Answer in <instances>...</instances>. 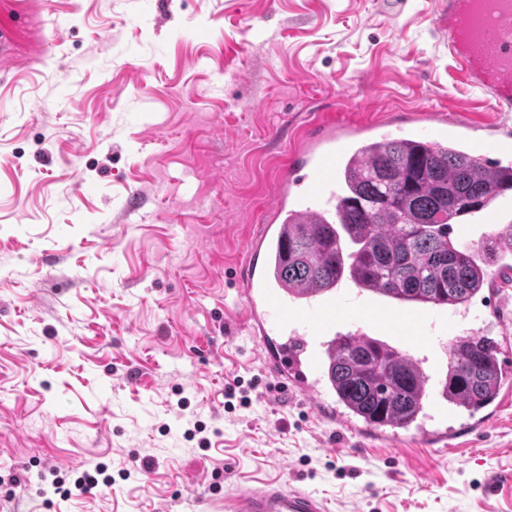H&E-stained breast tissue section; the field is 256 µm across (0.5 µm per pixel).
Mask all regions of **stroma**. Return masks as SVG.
<instances>
[{
    "label": "stroma",
    "instance_id": "35a3bbf8",
    "mask_svg": "<svg viewBox=\"0 0 512 512\" xmlns=\"http://www.w3.org/2000/svg\"><path fill=\"white\" fill-rule=\"evenodd\" d=\"M435 0H0V512H224L264 483L327 512H512V350L495 403L430 449L329 428L241 324L243 240L309 114L391 139L433 106L512 125L469 86ZM455 333L512 332V280ZM236 394L227 397V386ZM106 481L76 495L84 472Z\"/></svg>",
    "mask_w": 512,
    "mask_h": 512
}]
</instances>
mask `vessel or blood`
<instances>
[{"instance_id": "1", "label": "vessel or blood", "mask_w": 512, "mask_h": 512, "mask_svg": "<svg viewBox=\"0 0 512 512\" xmlns=\"http://www.w3.org/2000/svg\"><path fill=\"white\" fill-rule=\"evenodd\" d=\"M437 28L448 41L466 81L489 92L498 111L512 112V0H437ZM360 106L312 114L302 132L274 166L270 200L258 230L244 249L246 272L238 290L243 324L259 359L284 391L307 400L331 425L343 418L331 402L324 366L328 340L338 329L356 338L374 332L413 340L431 348L448 333L444 309L412 313L380 304L376 293L343 283L337 287L288 290L275 283L266 258L288 233L289 222H328L336 217V172L343 160L357 159L353 140L372 130ZM413 138L435 146L449 130L466 127L481 153L512 157V128L482 123L464 125L457 114L424 107L416 110ZM512 211L506 196H496L471 221L495 224ZM225 512H326L323 500L304 490L271 484L252 487L225 502Z\"/></svg>"}]
</instances>
